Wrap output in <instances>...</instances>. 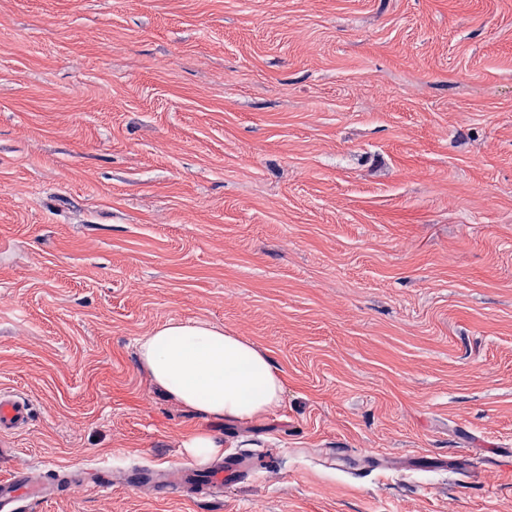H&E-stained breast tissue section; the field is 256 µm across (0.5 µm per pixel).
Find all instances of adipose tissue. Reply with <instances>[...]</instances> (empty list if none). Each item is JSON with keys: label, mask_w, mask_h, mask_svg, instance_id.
Masks as SVG:
<instances>
[{"label": "adipose tissue", "mask_w": 512, "mask_h": 512, "mask_svg": "<svg viewBox=\"0 0 512 512\" xmlns=\"http://www.w3.org/2000/svg\"><path fill=\"white\" fill-rule=\"evenodd\" d=\"M137 344L154 382L203 416L246 420L281 401L284 381L270 358L209 322L172 319Z\"/></svg>", "instance_id": "adipose-tissue-1"}]
</instances>
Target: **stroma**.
I'll list each match as a JSON object with an SVG mask.
<instances>
[{
	"mask_svg": "<svg viewBox=\"0 0 512 512\" xmlns=\"http://www.w3.org/2000/svg\"><path fill=\"white\" fill-rule=\"evenodd\" d=\"M250 339L284 380L203 417L137 340ZM0 478L263 470L188 503L24 512H512V0H0ZM30 417L29 401L14 393L0 391V434L22 430ZM184 447L193 456L205 457L219 453L222 445L212 434L200 431L188 436Z\"/></svg>",
	"mask_w": 512,
	"mask_h": 512,
	"instance_id": "35a3bbf8",
	"label": "stroma"
}]
</instances>
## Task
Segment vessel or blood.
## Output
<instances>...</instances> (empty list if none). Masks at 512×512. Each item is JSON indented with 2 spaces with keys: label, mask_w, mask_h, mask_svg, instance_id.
<instances>
[{
  "label": "vessel or blood",
  "mask_w": 512,
  "mask_h": 512,
  "mask_svg": "<svg viewBox=\"0 0 512 512\" xmlns=\"http://www.w3.org/2000/svg\"><path fill=\"white\" fill-rule=\"evenodd\" d=\"M30 406L26 398L0 391V434L15 433L28 423ZM254 461L235 453L227 454L223 462L200 469L183 466L161 470L160 473L145 472L130 478L131 486L140 491L156 495L174 494L184 499H194L223 487L242 474L253 470ZM50 489L41 468L35 467L0 479V507L21 500L43 496Z\"/></svg>",
  "instance_id": "1"
}]
</instances>
